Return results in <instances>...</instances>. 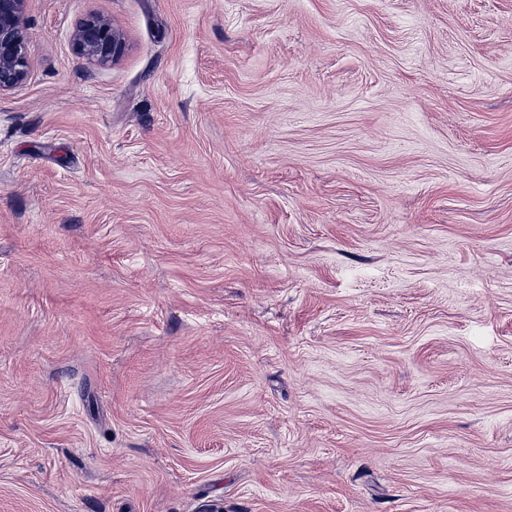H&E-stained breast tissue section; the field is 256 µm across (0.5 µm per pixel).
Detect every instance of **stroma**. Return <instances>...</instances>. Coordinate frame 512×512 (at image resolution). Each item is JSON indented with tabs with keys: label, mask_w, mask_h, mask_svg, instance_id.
<instances>
[{
	"label": "stroma",
	"mask_w": 512,
	"mask_h": 512,
	"mask_svg": "<svg viewBox=\"0 0 512 512\" xmlns=\"http://www.w3.org/2000/svg\"><path fill=\"white\" fill-rule=\"evenodd\" d=\"M23 31L0 512H512V0H28ZM121 36L109 21L102 17H90L74 33L75 52L89 61L106 64L122 49Z\"/></svg>",
	"instance_id": "stroma-1"
}]
</instances>
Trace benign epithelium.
I'll return each mask as SVG.
<instances>
[{
  "instance_id": "7a95c632",
  "label": "benign epithelium",
  "mask_w": 512,
  "mask_h": 512,
  "mask_svg": "<svg viewBox=\"0 0 512 512\" xmlns=\"http://www.w3.org/2000/svg\"><path fill=\"white\" fill-rule=\"evenodd\" d=\"M27 0H0V93L21 84L27 76V45L22 23ZM75 52L106 64L122 49L121 36L102 17L87 19L74 33Z\"/></svg>"
}]
</instances>
